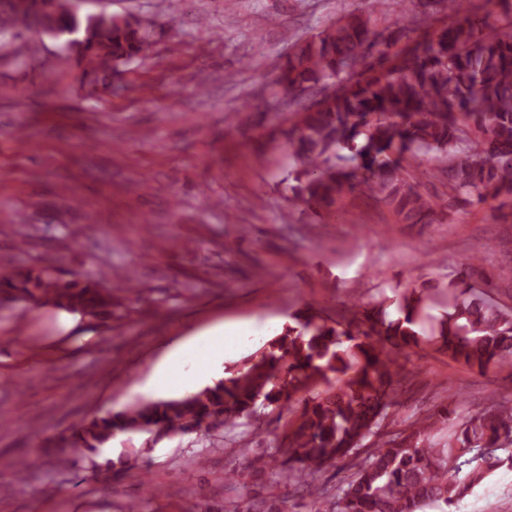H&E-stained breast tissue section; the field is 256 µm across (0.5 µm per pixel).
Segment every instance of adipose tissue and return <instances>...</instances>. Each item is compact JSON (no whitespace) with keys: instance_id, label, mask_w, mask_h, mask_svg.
Returning a JSON list of instances; mask_svg holds the SVG:
<instances>
[{"instance_id":"obj_1","label":"adipose tissue","mask_w":512,"mask_h":512,"mask_svg":"<svg viewBox=\"0 0 512 512\" xmlns=\"http://www.w3.org/2000/svg\"><path fill=\"white\" fill-rule=\"evenodd\" d=\"M238 339V331L234 328L198 335L189 344L174 351L167 362L156 371L152 389H164L176 381L183 389L193 390L198 384V378L184 373V366L190 362H198L204 368H211L235 350Z\"/></svg>"}]
</instances>
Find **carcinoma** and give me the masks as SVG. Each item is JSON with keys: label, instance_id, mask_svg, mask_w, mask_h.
<instances>
[{"label": "carcinoma", "instance_id": "obj_1", "mask_svg": "<svg viewBox=\"0 0 512 512\" xmlns=\"http://www.w3.org/2000/svg\"><path fill=\"white\" fill-rule=\"evenodd\" d=\"M453 22L408 51L399 43L417 23L414 0H393L395 17L378 27L351 13L298 42L273 79L288 95L296 121L288 148L297 167L294 195L309 207L330 206L344 188L375 196L404 224H431L438 210L462 203L512 200V12L484 33L485 22L457 0H431ZM387 0H378L388 15ZM46 0H0V37L46 36L63 43L64 57L82 67V86L112 88L109 77L142 57L152 24L107 12L56 15ZM351 153L356 164H336ZM410 152L443 162V196L419 191L416 173L391 158ZM448 282V311L430 313L429 289L396 295L398 315L354 301L334 319L313 307L231 375L178 399L106 411L64 430L46 447L57 462L64 449L96 451L118 433L189 434L222 426L259 429V405L294 414L286 424L284 457L271 471L313 490L317 476L373 450L350 475L334 512H421L451 506L495 470L512 467V406L492 400L448 430V412L418 417L392 435L380 432L394 416L410 350L427 346L480 371L512 366V312L469 288ZM0 291L35 306L112 319V293L91 278L63 281L47 264L0 271Z\"/></svg>", "mask_w": 512, "mask_h": 512}]
</instances>
